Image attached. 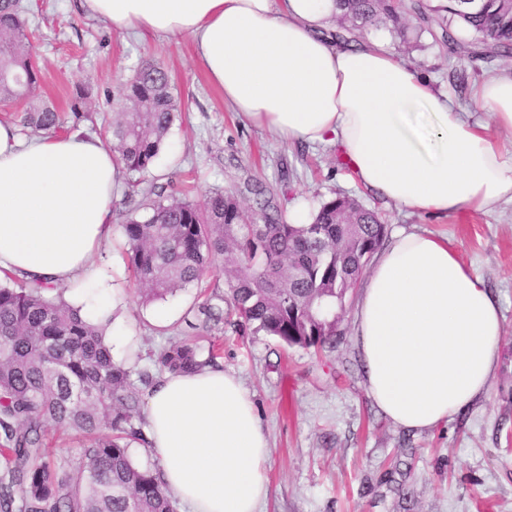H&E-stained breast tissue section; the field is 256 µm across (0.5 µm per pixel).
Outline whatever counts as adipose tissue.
I'll return each mask as SVG.
<instances>
[{"instance_id":"1","label":"adipose tissue","mask_w":512,"mask_h":512,"mask_svg":"<svg viewBox=\"0 0 512 512\" xmlns=\"http://www.w3.org/2000/svg\"><path fill=\"white\" fill-rule=\"evenodd\" d=\"M136 36L192 37L209 80L246 122L284 141L335 143L356 180L432 214L512 202V73L474 91L490 121L377 43H331L336 0H84ZM122 165L100 137L22 138L0 122V272L113 295L96 261L112 235ZM502 336L484 281L447 239L399 232L360 290L352 338L369 395L396 426L448 423L484 396ZM148 449L163 487L189 512H260L268 442L242 381L223 367L164 373L146 393Z\"/></svg>"}]
</instances>
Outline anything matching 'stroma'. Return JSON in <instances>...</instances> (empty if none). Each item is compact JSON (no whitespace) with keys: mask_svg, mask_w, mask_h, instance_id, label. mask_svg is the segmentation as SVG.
I'll return each instance as SVG.
<instances>
[{"mask_svg":"<svg viewBox=\"0 0 512 512\" xmlns=\"http://www.w3.org/2000/svg\"><path fill=\"white\" fill-rule=\"evenodd\" d=\"M40 67L43 98L67 111L75 86L92 85L96 120L143 61L162 64L181 104L151 176L189 188L204 203L213 189L237 192L250 205L262 183L284 210L317 206L336 195L377 211L387 234L404 230L447 238L462 262L497 299L503 315L500 356L487 394L448 425L408 431L373 405L351 339L357 290L346 296L335 348L317 353L261 333L237 335L230 325H202L195 289L140 304L126 270L124 238L114 230L99 253L114 288L111 334L138 352L133 371L153 368L158 352L186 339L200 350L220 345L217 359L241 378L269 441L270 495L262 512H512V202L485 213L437 216L402 208L358 184L336 145L283 142L245 123L211 84L188 36L134 37L86 12L82 0H24ZM401 30L378 28L365 42H382L465 111L486 118L475 87L512 71V57L475 55L473 37L458 30L455 50L436 42L429 22Z\"/></svg>","mask_w":512,"mask_h":512,"instance_id":"35a3bbf8","label":"stroma"}]
</instances>
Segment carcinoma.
Returning a JSON list of instances; mask_svg holds the SVG:
<instances>
[{
	"mask_svg": "<svg viewBox=\"0 0 512 512\" xmlns=\"http://www.w3.org/2000/svg\"><path fill=\"white\" fill-rule=\"evenodd\" d=\"M346 44L368 28L397 23L412 11L440 14L439 42L454 51L457 26L474 35L482 55H512V4L507 0H439L429 7L404 0H337ZM20 0H0V105L27 102L20 122L34 131L59 132L64 118L42 99L40 71ZM90 84L71 94V122H93L86 112ZM100 137L111 143L126 173L140 187L126 194L120 223L127 259L145 302L201 283L205 271L224 266L230 322L239 333L262 331L289 347L323 348L336 340V308L379 249L386 227L378 213L337 196L319 204L308 224H292L273 195L257 185L252 205L216 190L203 206L148 182L180 104L159 63L137 67ZM5 274L0 282V512H176L156 470L137 464L131 445L147 444L139 419V390L131 367L112 355L109 322H92L42 282ZM203 359L174 342L161 351L158 370L191 372ZM49 421L86 438L78 476L50 457Z\"/></svg>",
	"mask_w": 512,
	"mask_h": 512,
	"instance_id": "obj_1",
	"label": "carcinoma"
}]
</instances>
